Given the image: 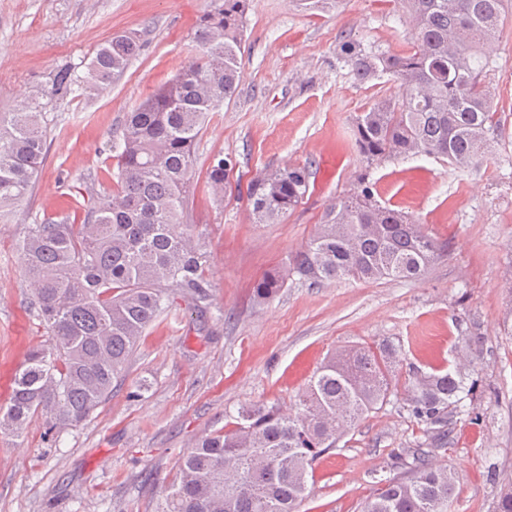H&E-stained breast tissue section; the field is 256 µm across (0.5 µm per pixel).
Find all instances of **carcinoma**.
Listing matches in <instances>:
<instances>
[{
	"label": "carcinoma",
	"mask_w": 512,
	"mask_h": 512,
	"mask_svg": "<svg viewBox=\"0 0 512 512\" xmlns=\"http://www.w3.org/2000/svg\"><path fill=\"white\" fill-rule=\"evenodd\" d=\"M403 4L415 30L408 51H368L342 37V57L359 81L388 75L398 84L397 93L356 116L354 149L370 165L427 155L467 168L484 157L499 126L482 74L489 65L485 47L503 25L504 0ZM249 5L222 0L209 11L195 33V57L127 114L109 144L117 158L115 189L102 188L71 215L27 226L22 250L34 286L31 310L52 345L26 353L9 405H0L1 434L23 432L38 415L52 430L80 425L122 379L141 337L167 308L169 292L206 299L204 255L187 211L197 189L196 145L209 113L237 89ZM139 49L137 34L116 33L84 76L62 67L50 75L46 93L64 100L77 87L97 91ZM47 156L42 113L0 112L1 214L30 194ZM233 167L222 154L207 165L206 187L217 203ZM309 179L306 165L257 172L245 193L254 223L281 222L304 199ZM448 247L411 216L381 204L374 183L361 174L352 192L328 204L288 268L254 284V300L266 303L290 275L315 284L418 280ZM400 350L386 339L336 351L299 395L295 412L264 402L240 411L232 428L199 439L178 459L162 512H295L320 455L398 394L424 441L393 455L399 473L358 512H448L456 474L430 462L426 441L452 425L470 389L449 366L416 367L398 391Z\"/></svg>",
	"instance_id": "cac0c4a2"
}]
</instances>
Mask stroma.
Instances as JSON below:
<instances>
[{"label":"stroma","mask_w":512,"mask_h":512,"mask_svg":"<svg viewBox=\"0 0 512 512\" xmlns=\"http://www.w3.org/2000/svg\"><path fill=\"white\" fill-rule=\"evenodd\" d=\"M214 0H0V112L39 97L48 159L34 190L0 221V405L29 346L48 343L30 314L32 287L20 244L34 219L111 185L110 136L127 112L173 79L197 53L194 33ZM484 73L501 131L486 158L459 169L427 156L365 168L350 142L354 117L394 88L362 83L339 46L403 52L414 40L400 0H252L241 80L213 112L199 159L236 162L223 204L197 190L194 236L210 284L202 306L174 295L131 356L124 379L80 426L49 431L32 420L0 434V512H158L179 457L260 401L292 408L334 350L400 342L409 364L459 362L476 383L480 417L455 418L453 442L431 461L457 475L451 512H494L512 492V0ZM138 33L142 49L90 97H40L49 74L85 69L112 34ZM308 165L302 203L278 224L253 223L238 186L260 170ZM369 171L378 199L414 216L450 249L422 279L314 285L289 277L263 306L252 297L266 272L285 267L328 203ZM482 335L478 350L463 340ZM416 423L398 402L368 414L313 465L297 512H358L392 476L391 454L412 447Z\"/></svg>","instance_id":"35a3bbf8"}]
</instances>
